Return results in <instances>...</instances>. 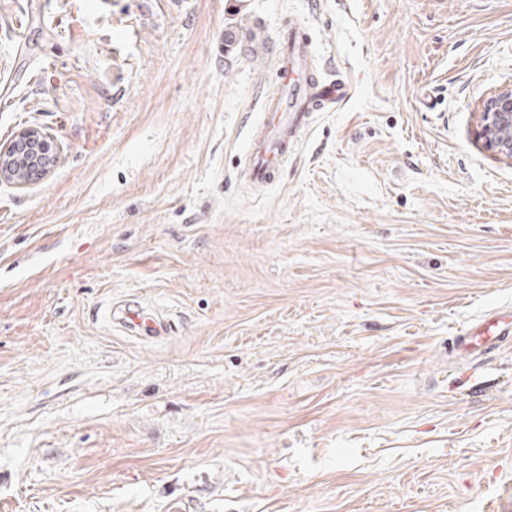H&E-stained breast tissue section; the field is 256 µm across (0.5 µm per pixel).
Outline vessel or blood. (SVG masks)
Segmentation results:
<instances>
[{"mask_svg": "<svg viewBox=\"0 0 512 512\" xmlns=\"http://www.w3.org/2000/svg\"><path fill=\"white\" fill-rule=\"evenodd\" d=\"M275 57L279 82L264 97L261 117L250 126L246 144L244 177L256 186L273 184L309 130L314 114L337 109L350 93L346 80L319 76L311 37L302 22H292L280 34ZM113 317L133 336L145 329L155 337L171 331L167 317L146 311L133 300L115 307ZM506 343H512V319L491 310L457 332L453 349L466 357Z\"/></svg>", "mask_w": 512, "mask_h": 512, "instance_id": "b4317fda", "label": "vessel or blood"}]
</instances>
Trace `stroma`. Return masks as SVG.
<instances>
[{
    "instance_id": "obj_1",
    "label": "stroma",
    "mask_w": 512,
    "mask_h": 512,
    "mask_svg": "<svg viewBox=\"0 0 512 512\" xmlns=\"http://www.w3.org/2000/svg\"><path fill=\"white\" fill-rule=\"evenodd\" d=\"M307 21L350 97L237 176ZM237 34L225 54L224 35ZM512 0H0V512H486L512 483ZM132 299L172 332L131 337ZM479 138L495 155L512 159V87L495 90L483 100ZM19 142L25 144H33L31 149L35 152L36 167L26 174H19L17 170H13V158L6 163V157L13 155ZM60 154V147L55 139L49 134L43 132L37 127H27L20 130L14 138L0 148V181L16 184L18 186L27 185L29 182L49 174L56 166ZM505 343H512V312L504 315L491 310L456 333L453 349L455 354L466 357L489 353Z\"/></svg>"
}]
</instances>
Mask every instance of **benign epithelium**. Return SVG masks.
I'll return each instance as SVG.
<instances>
[{"label":"benign epithelium","mask_w":512,"mask_h":512,"mask_svg":"<svg viewBox=\"0 0 512 512\" xmlns=\"http://www.w3.org/2000/svg\"><path fill=\"white\" fill-rule=\"evenodd\" d=\"M479 138L495 155L512 159V87L497 89L483 100ZM59 154L52 136L37 127L24 128L0 147V181L24 186L49 174Z\"/></svg>","instance_id":"benign-epithelium-1"}]
</instances>
